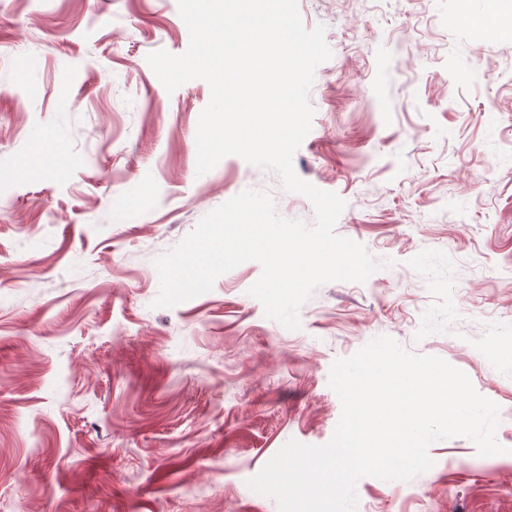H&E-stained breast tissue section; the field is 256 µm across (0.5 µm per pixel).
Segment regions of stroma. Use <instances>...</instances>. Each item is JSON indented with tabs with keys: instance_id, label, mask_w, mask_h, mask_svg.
<instances>
[{
	"instance_id": "stroma-1",
	"label": "stroma",
	"mask_w": 512,
	"mask_h": 512,
	"mask_svg": "<svg viewBox=\"0 0 512 512\" xmlns=\"http://www.w3.org/2000/svg\"><path fill=\"white\" fill-rule=\"evenodd\" d=\"M299 12L332 57L294 170L381 267L290 330L249 295L254 261L153 305L155 259L242 190L314 222L239 156L197 175L210 88L167 93L146 61L187 49L177 0H0V512H278L248 479L332 439L331 367L379 336L465 373L504 451L435 441L426 472L359 479L357 512H512V0Z\"/></svg>"
}]
</instances>
